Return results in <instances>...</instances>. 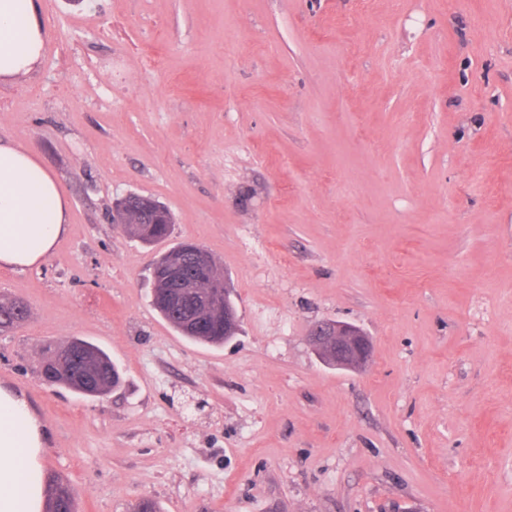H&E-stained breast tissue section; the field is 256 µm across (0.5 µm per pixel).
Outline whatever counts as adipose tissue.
<instances>
[{
    "label": "adipose tissue",
    "mask_w": 512,
    "mask_h": 512,
    "mask_svg": "<svg viewBox=\"0 0 512 512\" xmlns=\"http://www.w3.org/2000/svg\"><path fill=\"white\" fill-rule=\"evenodd\" d=\"M45 43L36 0H0V82L35 71ZM70 204L24 147L0 142V266L39 265L67 231ZM44 427L27 400L0 386V512H45Z\"/></svg>",
    "instance_id": "1"
}]
</instances>
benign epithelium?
Wrapping results in <instances>:
<instances>
[{
    "label": "benign epithelium",
    "instance_id": "obj_1",
    "mask_svg": "<svg viewBox=\"0 0 512 512\" xmlns=\"http://www.w3.org/2000/svg\"><path fill=\"white\" fill-rule=\"evenodd\" d=\"M142 203L147 209L158 213L165 207L157 200L140 194H127L118 199L113 206L112 222H124L127 209ZM160 276L176 283L181 288H193L195 284L184 275L181 259L171 256L159 258L152 268V277ZM224 314V327L235 333L239 328L236 308L231 304L230 289L220 276L213 277L210 289L199 293L198 310L195 323L199 326L208 324L218 314ZM310 343L318 358L328 366L338 369H351L365 366L373 355V342L358 326L322 321L317 323L310 336Z\"/></svg>",
    "mask_w": 512,
    "mask_h": 512
}]
</instances>
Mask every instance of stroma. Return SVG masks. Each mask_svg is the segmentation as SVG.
<instances>
[{
  "instance_id": "1",
  "label": "stroma",
  "mask_w": 512,
  "mask_h": 512,
  "mask_svg": "<svg viewBox=\"0 0 512 512\" xmlns=\"http://www.w3.org/2000/svg\"><path fill=\"white\" fill-rule=\"evenodd\" d=\"M39 69L0 83V140L70 202L40 266L0 267L31 315L0 386L48 437L79 512H512V0H41ZM130 192L173 213L146 246ZM192 241L240 317L221 347L151 305ZM371 337L322 363L317 322ZM123 372L46 385L39 346ZM142 203L152 212H164L165 207L154 198L140 194H127L118 199L113 206L112 221L114 224L124 222V214L127 209V222L121 224L123 230L133 238L145 245H153L167 239L172 233V224H155L154 215L142 208H131L135 204ZM310 343L318 358L336 369L365 366L373 355V342L358 326L322 321L311 333ZM67 344L70 345L72 350L73 358L71 362L74 371H80L85 362L89 361L94 364L96 371L93 387L88 388L80 385L72 378L66 376L59 379L46 377L47 380L44 382L47 385L64 384L86 397L104 395L120 385L122 379L120 369L103 349L81 338H72L68 340Z\"/></svg>"
}]
</instances>
